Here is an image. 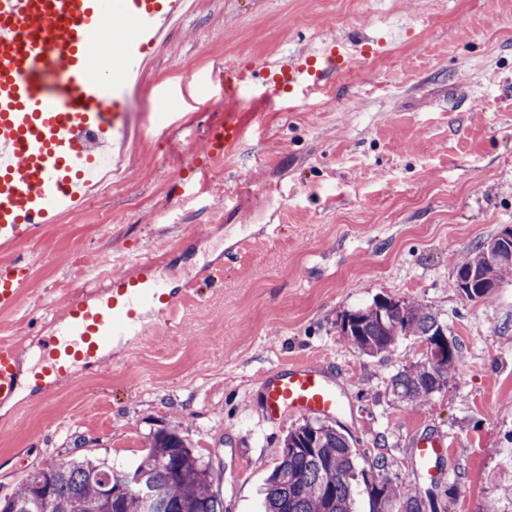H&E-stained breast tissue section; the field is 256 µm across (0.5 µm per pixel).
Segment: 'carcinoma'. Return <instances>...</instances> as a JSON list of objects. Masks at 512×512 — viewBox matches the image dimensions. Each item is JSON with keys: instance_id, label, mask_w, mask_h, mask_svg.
Segmentation results:
<instances>
[{"instance_id": "carcinoma-1", "label": "carcinoma", "mask_w": 512, "mask_h": 512, "mask_svg": "<svg viewBox=\"0 0 512 512\" xmlns=\"http://www.w3.org/2000/svg\"><path fill=\"white\" fill-rule=\"evenodd\" d=\"M345 336L361 352H386L400 336L429 343L448 331L421 305L380 298L348 314ZM462 367L457 342L448 350L447 367L425 362L398 373L394 388L413 403L447 384L448 374ZM379 457L361 468L350 437L332 423L306 422L288 431L280 461L267 478L264 512H352L354 495L365 492L370 512H438L407 478L394 484L384 475ZM125 472L143 476L154 496L184 512H224V499L212 489L211 464L197 456L178 428L161 429L148 439L141 461L118 469L98 459L56 460L35 470L25 485L0 500V512H101V488ZM115 512H149L145 500L121 495Z\"/></svg>"}]
</instances>
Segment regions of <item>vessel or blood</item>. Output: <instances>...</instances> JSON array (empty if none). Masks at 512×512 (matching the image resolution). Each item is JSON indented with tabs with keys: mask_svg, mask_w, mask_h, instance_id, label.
<instances>
[{
	"mask_svg": "<svg viewBox=\"0 0 512 512\" xmlns=\"http://www.w3.org/2000/svg\"><path fill=\"white\" fill-rule=\"evenodd\" d=\"M187 0H122L130 36L115 41L121 64L103 79L91 39L111 19L110 0H0V311L16 309L29 286L31 267L19 245L33 241L61 210L75 208L102 170L85 150L95 135L116 147L125 129L122 95L142 76L146 57L164 38ZM353 62L347 42L332 38L320 47L267 60L236 73L228 92L264 76L271 91L310 98ZM246 138L242 119L225 117L212 128L202 152L216 161L237 152ZM188 289H174L156 257L137 258L113 273L106 289L91 285L70 301L43 343L36 387L49 390L71 380L78 365L96 366L111 347L147 332L154 314L173 320ZM22 387L20 350L0 342V406L15 403ZM261 423L279 425L291 415L341 419L347 411L344 385L319 363L294 361L260 382ZM440 438L414 442L416 475L438 469Z\"/></svg>",
	"mask_w": 512,
	"mask_h": 512,
	"instance_id": "obj_1",
	"label": "vessel or blood"
}]
</instances>
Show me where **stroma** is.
Segmentation results:
<instances>
[{
    "instance_id": "stroma-1",
    "label": "stroma",
    "mask_w": 512,
    "mask_h": 512,
    "mask_svg": "<svg viewBox=\"0 0 512 512\" xmlns=\"http://www.w3.org/2000/svg\"><path fill=\"white\" fill-rule=\"evenodd\" d=\"M349 35L380 46L319 97L224 90L223 72ZM143 83L149 97L124 93L120 180L22 245L30 288L0 312V341L32 368L52 316L133 255L165 253L173 286L214 262L223 280L101 366L0 407V498L53 460L131 464L176 426L212 463L226 512H260L302 423L259 427L260 380L307 360L346 382L340 425L361 466L384 456L399 479L413 436H436L450 455L419 488L441 512H512V276L488 304L455 287L473 246L512 226V0H200ZM228 113L248 124L242 147L194 172L189 145ZM379 297L427 307L461 349L422 404L392 385L422 362L419 337L369 356L341 334Z\"/></svg>"
}]
</instances>
